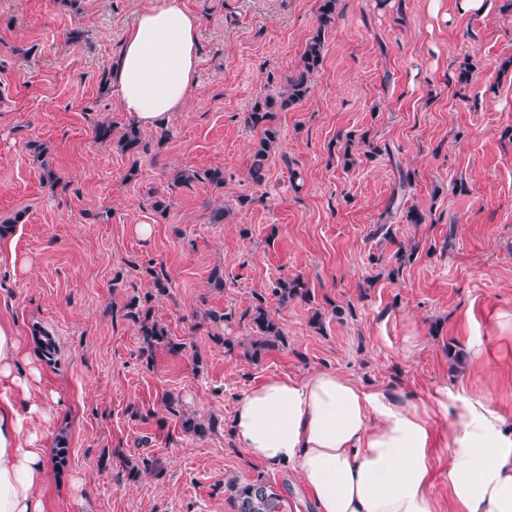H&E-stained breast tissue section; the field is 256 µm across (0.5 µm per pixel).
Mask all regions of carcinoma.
I'll list each match as a JSON object with an SVG mask.
<instances>
[{
    "instance_id": "obj_1",
    "label": "carcinoma",
    "mask_w": 512,
    "mask_h": 512,
    "mask_svg": "<svg viewBox=\"0 0 512 512\" xmlns=\"http://www.w3.org/2000/svg\"><path fill=\"white\" fill-rule=\"evenodd\" d=\"M337 5L338 0H319L317 28L305 46L299 69L287 79L282 91L255 101L246 116L247 124L254 129H261L263 133V137L255 147L249 168L251 179L257 183L265 179L269 158L278 146V130L273 126L276 113L287 110L308 94L314 76L323 64L326 34L336 22ZM118 146L124 152L132 154L139 152L142 146L140 130L135 127L126 129L119 137ZM193 178L202 179L218 189L224 188V170L221 168H209L191 175L185 173L176 175L178 181ZM152 277L154 291L142 298L132 297L123 307L125 319L138 328L139 336L142 338V355L146 356L148 363L160 347L172 354H179L185 348V344L175 341L166 327L152 315L153 296L156 294L161 296L167 291L169 275L164 266L152 269ZM272 293L282 302L295 297L310 298L306 283L298 277L290 280L277 279ZM257 300L258 304L242 314V318L248 320L252 330V337L243 344V354L252 362L260 361L265 351L276 346V343H285V333L281 323L264 307L263 296H258ZM167 410L170 414L180 417V427L184 433L203 436L215 428V420L211 419L204 424L194 417L185 416L174 407L171 401L167 403ZM158 466L160 461L155 458H144L135 465L128 464L126 465L127 480L137 482L142 475L154 472ZM227 491L230 493L235 512H288V500L260 479L246 483L232 481L228 483Z\"/></svg>"
}]
</instances>
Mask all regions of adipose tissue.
I'll return each instance as SVG.
<instances>
[{"label": "adipose tissue", "instance_id": "ef3b65f1", "mask_svg": "<svg viewBox=\"0 0 512 512\" xmlns=\"http://www.w3.org/2000/svg\"><path fill=\"white\" fill-rule=\"evenodd\" d=\"M199 21L184 0H155L127 30L107 82L121 111L164 127L198 89ZM24 352L0 320V512H45L52 458L31 427L52 409L17 373ZM230 435L250 457L294 469L318 512H512V429L479 394L429 402L332 371L271 377L237 400ZM448 451L447 503L431 490L435 431Z\"/></svg>", "mask_w": 512, "mask_h": 512}]
</instances>
